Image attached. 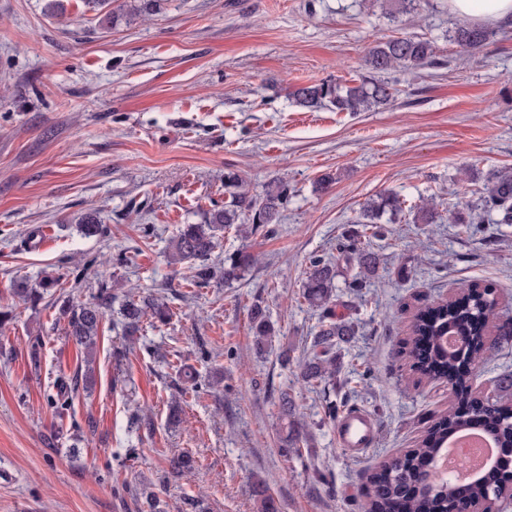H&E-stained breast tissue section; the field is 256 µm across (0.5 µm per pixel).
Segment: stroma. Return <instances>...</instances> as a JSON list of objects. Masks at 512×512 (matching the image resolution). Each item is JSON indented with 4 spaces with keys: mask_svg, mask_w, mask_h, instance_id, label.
<instances>
[{
    "mask_svg": "<svg viewBox=\"0 0 512 512\" xmlns=\"http://www.w3.org/2000/svg\"><path fill=\"white\" fill-rule=\"evenodd\" d=\"M0 0V512H140V488L158 482L187 451L195 470L170 480V512H257L255 480L278 512H357L366 476L414 447L454 404L447 384L410 386L396 351L414 310L472 281L491 284L512 319V224L484 213L474 232L446 220L481 189L493 166L512 168V32L459 53L447 0H423L390 17L383 0H163L135 20L105 24L85 0ZM411 35L434 42L437 66L397 73L399 95L367 112L295 103L299 87L366 75L379 41ZM240 172L252 194L279 179L288 200L275 224L227 227L212 263L258 255L243 277L189 286L165 257L182 225L223 204L224 174ZM332 186L317 190L322 175ZM392 191L434 202L433 224H382L363 246L379 253L375 277L354 289L342 264L360 208ZM99 213L100 234L80 223ZM51 228L46 249L36 243ZM340 262L337 317L357 334L337 345L336 381L297 377L313 355L320 309L302 296L311 257ZM106 260L113 282L94 355V383L58 410L53 382L85 370L64 333L62 300L98 292L85 261ZM30 307L17 282L37 288ZM165 296L174 316L122 336L124 290ZM262 306L275 334L256 353L251 329ZM42 346L40 368L29 363ZM197 372L181 396L185 421L167 422L178 365ZM306 424L284 443L281 395ZM364 410L377 437L363 455L340 447L336 425ZM143 410L140 429L129 426Z\"/></svg>",
    "mask_w": 512,
    "mask_h": 512,
    "instance_id": "stroma-1",
    "label": "stroma"
}]
</instances>
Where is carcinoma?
I'll return each mask as SVG.
<instances>
[{
  "instance_id": "1",
  "label": "carcinoma",
  "mask_w": 512,
  "mask_h": 512,
  "mask_svg": "<svg viewBox=\"0 0 512 512\" xmlns=\"http://www.w3.org/2000/svg\"><path fill=\"white\" fill-rule=\"evenodd\" d=\"M495 32L485 26L461 20L452 31L451 40L462 52H472L488 44ZM436 64L432 43L410 36L390 38L378 43L368 53L366 66L371 76L353 84L322 81L298 88L297 103L306 108L326 107L338 112H365L385 106L393 101L398 89L396 84L379 75L394 71H412ZM224 192L228 201L222 207L209 209L200 224H184L172 239L168 252L169 263L185 265V280L192 286L203 288L212 282L236 280L255 263L253 254L241 251L224 260V266L208 263L218 241V233L231 224L258 227L275 224L280 209L287 202V187L273 182L264 195L250 194L243 177L235 172L224 173ZM481 209L498 214V223L512 224V170L492 169L486 176L481 195L476 202H465L460 209L448 217L451 224H471L473 219L467 212ZM413 215L414 224H432L440 217L434 204H414L409 207L399 195L383 192L368 200L363 206V224H376L385 215L396 220L404 213ZM362 234L355 233V242L348 245L346 253L356 256L357 280L374 277L380 264L378 254L358 246L356 239ZM336 266L321 257L309 260L303 282V297L309 305L326 310L333 303L336 291ZM112 304V293L107 282H101L97 297L78 308H62L67 319L66 336L84 350L85 363L93 361L96 340L104 312ZM124 335L136 336L142 329L143 321L151 324L169 323L173 312L162 295H147L129 299L120 309ZM252 330L256 349L261 351L274 335L265 311L255 307L252 313ZM493 332L501 340H512V321H503L497 313L494 291L483 289L473 283L448 300H442L421 307L415 311L410 325L409 339L401 346L400 354L408 360L410 369L417 376V382L448 381L456 393L457 406L440 416L426 431L416 447L400 456L401 464L386 460L367 477L363 499L358 505L359 512H456L458 487L452 481H442L428 489L418 488L421 462L435 456L448 447V435L464 427V414L476 421H483L489 432L496 438L497 447H512V402L504 397L512 396V375L504 376L498 386L499 396L487 402H479L472 396L467 379L459 370V364L466 361L482 362L489 359L491 347L487 346L488 333ZM356 334V324L332 314L323 321L321 329L313 338L312 358L300 366L298 376L306 383L321 384L336 376V358L331 349L340 342H346ZM93 383L91 369L84 375L76 376L73 384L58 382L50 401L68 405L73 393L81 386L87 388ZM282 419L287 421L288 443L293 446L304 434L295 419L292 401L288 394L280 400ZM196 466L195 457L183 452L169 459V474L180 476L191 472ZM469 496L480 500L492 509L499 500L509 493L503 476L493 470L484 475L481 482L468 487ZM259 512H278L275 500L266 494L265 482L256 481ZM142 512H167L166 502L159 494L147 487L140 492Z\"/></svg>"
}]
</instances>
